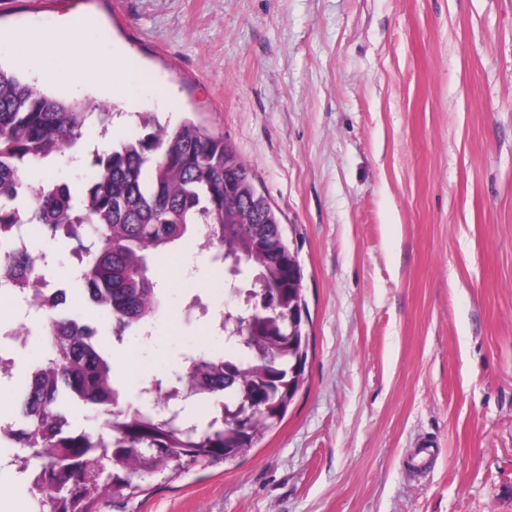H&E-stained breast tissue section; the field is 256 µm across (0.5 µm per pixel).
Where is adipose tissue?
Segmentation results:
<instances>
[{"instance_id": "ef3b65f1", "label": "adipose tissue", "mask_w": 512, "mask_h": 512, "mask_svg": "<svg viewBox=\"0 0 512 512\" xmlns=\"http://www.w3.org/2000/svg\"><path fill=\"white\" fill-rule=\"evenodd\" d=\"M86 27L85 20L68 18L57 25L51 36L18 32L6 36L5 41L18 58L43 73L51 71L59 55L72 52L75 40L80 38ZM70 76L81 87L111 80L113 95L122 97L131 109L137 106L140 91L150 84V78L139 62L119 52L107 57H96L85 52L74 54Z\"/></svg>"}]
</instances>
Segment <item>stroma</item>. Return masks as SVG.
<instances>
[{
	"mask_svg": "<svg viewBox=\"0 0 512 512\" xmlns=\"http://www.w3.org/2000/svg\"><path fill=\"white\" fill-rule=\"evenodd\" d=\"M87 15L83 50L138 58L140 110L192 118L245 161L297 252L307 385L233 462L146 478L96 512H512V0H0V34ZM52 257L63 312L97 323L124 401L220 352L224 272L153 275L150 334L116 340ZM206 315L186 321L190 304Z\"/></svg>",
	"mask_w": 512,
	"mask_h": 512,
	"instance_id": "obj_1",
	"label": "stroma"
}]
</instances>
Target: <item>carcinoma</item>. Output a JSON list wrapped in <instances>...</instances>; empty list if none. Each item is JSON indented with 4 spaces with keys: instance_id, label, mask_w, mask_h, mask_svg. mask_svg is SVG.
<instances>
[{
    "instance_id": "cac0c4a2",
    "label": "carcinoma",
    "mask_w": 512,
    "mask_h": 512,
    "mask_svg": "<svg viewBox=\"0 0 512 512\" xmlns=\"http://www.w3.org/2000/svg\"><path fill=\"white\" fill-rule=\"evenodd\" d=\"M138 118V135L92 153L93 176L79 188L35 183L31 173L79 148L87 127L108 133L112 104L50 96L0 66V275L37 300L49 286L46 254L12 249L5 238L32 224L49 239L71 241L77 279L120 340L163 308L150 262L172 253L192 229L205 232L212 261L228 275L251 271L250 287L229 288L245 309L224 312L229 354L189 355L177 383H150L149 392L168 401L211 407L200 425L177 411L126 406L97 325L59 312L56 292L42 327L47 354L16 398L18 424L0 437V445L25 449L11 464L29 483L35 512H93L104 495L141 492L148 475L177 477L199 462H230L281 424L305 385L291 369L309 323L299 322L294 340L288 323V302L305 301L302 269L288 266L280 219L250 170L224 138L191 121L172 127L155 112ZM74 400L104 418L102 431L68 428L65 408Z\"/></svg>"
}]
</instances>
